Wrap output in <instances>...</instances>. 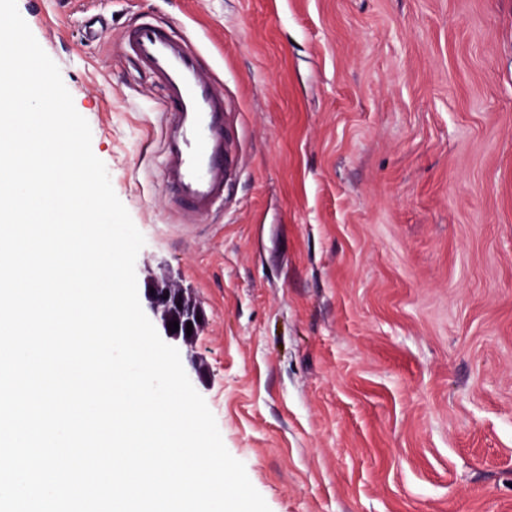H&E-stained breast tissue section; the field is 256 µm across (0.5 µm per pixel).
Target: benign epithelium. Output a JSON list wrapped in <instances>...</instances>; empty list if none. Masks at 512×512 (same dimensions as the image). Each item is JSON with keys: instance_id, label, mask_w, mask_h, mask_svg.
Returning <instances> with one entry per match:
<instances>
[{"instance_id": "1", "label": "benign epithelium", "mask_w": 512, "mask_h": 512, "mask_svg": "<svg viewBox=\"0 0 512 512\" xmlns=\"http://www.w3.org/2000/svg\"><path fill=\"white\" fill-rule=\"evenodd\" d=\"M150 308L156 316L157 322L166 338L173 341L182 340L188 342L191 336H187V323H192V336L198 335L202 323L197 318L204 317L202 306L187 298L180 290L169 284L154 285V292L147 294ZM172 321L179 322V330H168V324Z\"/></svg>"}]
</instances>
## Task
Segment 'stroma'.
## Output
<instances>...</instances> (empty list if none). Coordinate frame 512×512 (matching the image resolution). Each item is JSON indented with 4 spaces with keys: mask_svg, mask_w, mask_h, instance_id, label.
<instances>
[{
    "mask_svg": "<svg viewBox=\"0 0 512 512\" xmlns=\"http://www.w3.org/2000/svg\"><path fill=\"white\" fill-rule=\"evenodd\" d=\"M17 5L145 238L139 291L205 311L181 361L270 512H512V0ZM144 14L234 114L241 165L195 224L121 48Z\"/></svg>",
    "mask_w": 512,
    "mask_h": 512,
    "instance_id": "35a3bbf8",
    "label": "stroma"
}]
</instances>
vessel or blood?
I'll return each mask as SVG.
<instances>
[{
    "instance_id": "b4317fda",
    "label": "vessel or blood",
    "mask_w": 512,
    "mask_h": 512,
    "mask_svg": "<svg viewBox=\"0 0 512 512\" xmlns=\"http://www.w3.org/2000/svg\"><path fill=\"white\" fill-rule=\"evenodd\" d=\"M122 47L161 91V182L181 222H196L223 206L238 166L224 86L187 31L144 19L125 31Z\"/></svg>"
}]
</instances>
